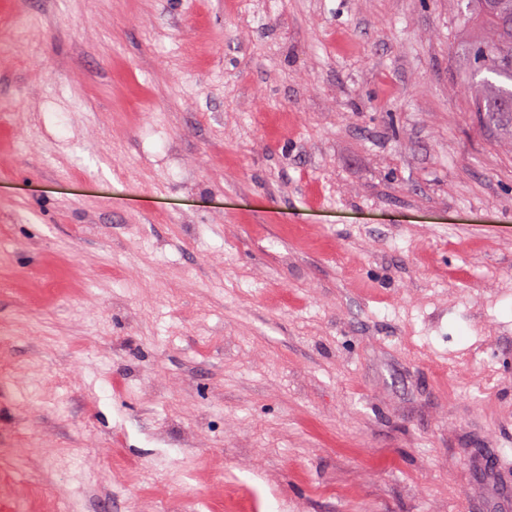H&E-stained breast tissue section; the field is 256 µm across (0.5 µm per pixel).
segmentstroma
<instances>
[{
	"label": "stroma",
	"instance_id": "1",
	"mask_svg": "<svg viewBox=\"0 0 512 512\" xmlns=\"http://www.w3.org/2000/svg\"><path fill=\"white\" fill-rule=\"evenodd\" d=\"M467 0H0V512H512V138Z\"/></svg>",
	"mask_w": 512,
	"mask_h": 512
}]
</instances>
